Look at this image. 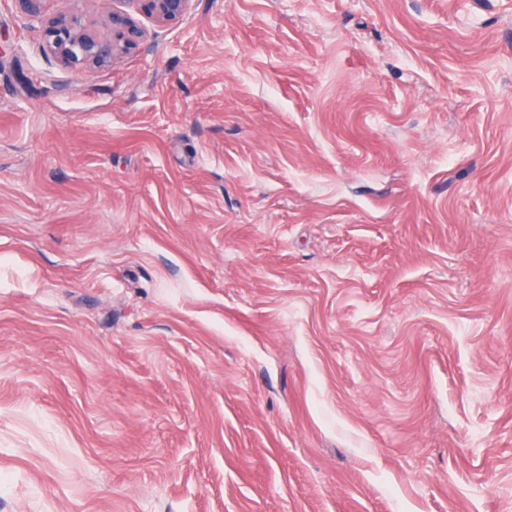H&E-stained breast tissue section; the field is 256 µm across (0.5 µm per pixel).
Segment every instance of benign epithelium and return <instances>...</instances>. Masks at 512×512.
I'll use <instances>...</instances> for the list:
<instances>
[{"mask_svg":"<svg viewBox=\"0 0 512 512\" xmlns=\"http://www.w3.org/2000/svg\"><path fill=\"white\" fill-rule=\"evenodd\" d=\"M21 14L45 27L46 47L64 67L94 70L112 65L129 49L140 45L144 33L126 10L114 9L107 19V32L91 31L83 13L74 6L52 15L46 13L47 0H14ZM129 7L144 4L145 12L157 26L184 16L191 0H117Z\"/></svg>","mask_w":512,"mask_h":512,"instance_id":"obj_1","label":"benign epithelium"}]
</instances>
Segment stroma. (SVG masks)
<instances>
[{
    "mask_svg": "<svg viewBox=\"0 0 512 512\" xmlns=\"http://www.w3.org/2000/svg\"><path fill=\"white\" fill-rule=\"evenodd\" d=\"M137 20L0 0V512H512V0ZM13 1L21 14L45 27L47 51L64 67L94 70L111 66L129 49L138 47L144 37L126 10L113 8L107 33L101 34L87 28L83 13L75 6L48 15V0Z\"/></svg>",
    "mask_w": 512,
    "mask_h": 512,
    "instance_id": "35a3bbf8",
    "label": "stroma"
}]
</instances>
